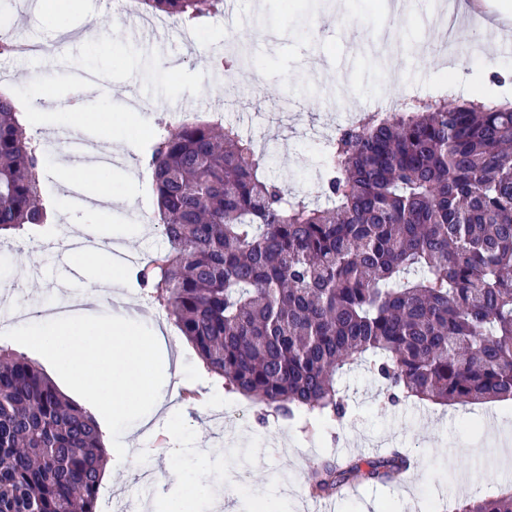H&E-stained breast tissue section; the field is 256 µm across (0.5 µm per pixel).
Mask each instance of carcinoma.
<instances>
[{"mask_svg":"<svg viewBox=\"0 0 512 512\" xmlns=\"http://www.w3.org/2000/svg\"><path fill=\"white\" fill-rule=\"evenodd\" d=\"M194 23L224 0H136ZM165 251L135 272L224 388L292 418L340 420L366 363L388 399L512 402V102L418 100L325 146L321 203L265 174L239 128L164 125L145 155ZM43 154L0 94V235L46 224ZM96 418L0 348V512H97ZM394 449L311 470L309 490L392 483ZM454 512H512V486Z\"/></svg>","mask_w":512,"mask_h":512,"instance_id":"obj_1","label":"carcinoma"}]
</instances>
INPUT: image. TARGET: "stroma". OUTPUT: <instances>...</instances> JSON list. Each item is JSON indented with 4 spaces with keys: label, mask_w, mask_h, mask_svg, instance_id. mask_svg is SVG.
<instances>
[{
    "label": "stroma",
    "mask_w": 512,
    "mask_h": 512,
    "mask_svg": "<svg viewBox=\"0 0 512 512\" xmlns=\"http://www.w3.org/2000/svg\"><path fill=\"white\" fill-rule=\"evenodd\" d=\"M384 2L342 0L331 16L330 0H233L221 14L197 24L198 40L209 49L204 56L185 44L178 30L130 24L115 32L101 26V18L114 13L111 0H56L53 10L42 16L24 14V0H0V11L9 12L11 24L22 25L25 37L49 40L59 35L61 25L72 28L56 57L13 60L0 74V85L20 89L47 71L65 98L73 71L86 68L101 73L104 86L115 84L129 94L165 100L190 117L223 111L227 122L252 124L269 155L268 176L298 192L321 164L319 150L298 138L296 130L308 125L330 129L342 116L330 108L335 100L346 99L348 110L365 112L378 96L399 97L441 80L446 81L451 100L497 93L512 100V83L497 86L489 81L492 72L512 70V54L496 53L460 75L449 72L443 55L419 57L410 50L417 40L438 41L436 29L427 23L438 0H419L415 15L385 14ZM281 25L288 28L287 38L267 44L264 31ZM388 26L399 37V53L395 66L387 69L370 46ZM229 29L250 61L228 92L223 69L210 65L207 58L224 55ZM312 56L323 61L317 78L310 77L305 66ZM166 58L179 62L178 72L158 68V61ZM340 75L345 78L341 85L336 82ZM180 84L196 86V94L176 95ZM67 221V215L59 213L53 223L0 238V286L12 296L6 311L48 306L63 288L87 289L90 277L71 276L70 258L53 245ZM156 222V191L148 185L138 188L134 208L109 206L99 229L103 239L116 244L129 239L132 252L141 253L165 245ZM140 224L153 225V232L137 235ZM163 334L161 358L181 363L188 384L178 400L196 429L175 450L164 418L156 417L152 441L137 449L162 478L149 490L145 512H166L172 491L164 481L167 467L192 468L194 451L204 443L242 451L238 480L252 489L256 500L275 505L279 512H313L316 502L308 495L307 479L317 459L331 454L369 457V440L408 449L416 465L412 479L404 485L348 488L336 498L334 512H397V504L406 497L422 512L433 506L449 512L460 501L463 484H512V459L503 460L498 453L505 442H512L511 402L465 407L391 404L382 383L358 367L340 380L349 402L347 416L310 431L304 419L286 420L244 396L225 393L223 379L207 371L174 321H167Z\"/></svg>",
    "instance_id": "stroma-1"
}]
</instances>
